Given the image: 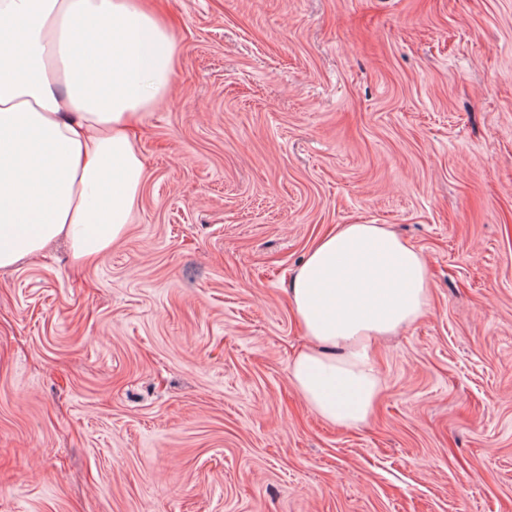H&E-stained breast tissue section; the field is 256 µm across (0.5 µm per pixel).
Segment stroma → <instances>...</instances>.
<instances>
[{"mask_svg": "<svg viewBox=\"0 0 512 512\" xmlns=\"http://www.w3.org/2000/svg\"><path fill=\"white\" fill-rule=\"evenodd\" d=\"M177 66L110 253L0 269V512H512V0H160ZM339 224L418 248L367 422L289 379Z\"/></svg>", "mask_w": 512, "mask_h": 512, "instance_id": "35a3bbf8", "label": "stroma"}]
</instances>
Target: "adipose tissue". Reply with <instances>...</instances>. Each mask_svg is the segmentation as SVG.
<instances>
[{
	"label": "adipose tissue",
	"mask_w": 512,
	"mask_h": 512,
	"mask_svg": "<svg viewBox=\"0 0 512 512\" xmlns=\"http://www.w3.org/2000/svg\"><path fill=\"white\" fill-rule=\"evenodd\" d=\"M172 27L149 0H0V269L57 240L103 258L143 187L136 127L167 95ZM312 345L289 378L324 421L371 415L372 344L429 311L419 249L385 224L318 239L288 290Z\"/></svg>",
	"instance_id": "adipose-tissue-1"
}]
</instances>
